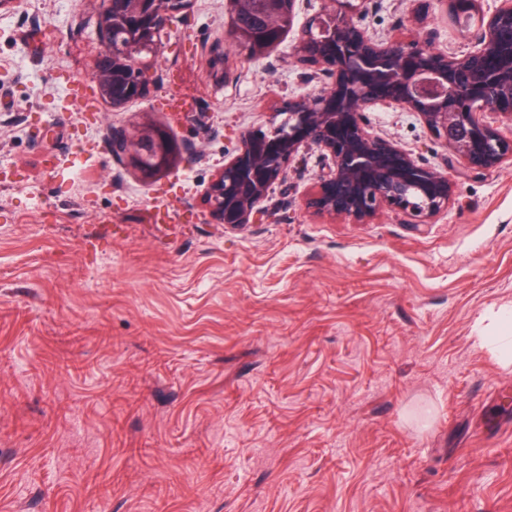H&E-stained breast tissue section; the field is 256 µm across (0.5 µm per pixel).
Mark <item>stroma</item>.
Returning a JSON list of instances; mask_svg holds the SVG:
<instances>
[{"mask_svg":"<svg viewBox=\"0 0 512 512\" xmlns=\"http://www.w3.org/2000/svg\"><path fill=\"white\" fill-rule=\"evenodd\" d=\"M298 25L259 58L226 0H190L148 94L70 105L104 45L95 0H20L0 32V512H512V363L475 342L512 308V161L453 180L416 226L309 208L330 161L302 148L242 229L205 203L243 135L326 75ZM377 43L454 57L480 25L449 0H367ZM184 112L167 109L171 97ZM173 166L143 179L112 140L143 118ZM372 135L444 169L419 116ZM191 215L156 224L155 207Z\"/></svg>","mask_w":512,"mask_h":512,"instance_id":"stroma-1","label":"stroma"}]
</instances>
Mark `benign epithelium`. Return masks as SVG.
<instances>
[{"label":"benign epithelium","instance_id":"7a95c632","mask_svg":"<svg viewBox=\"0 0 512 512\" xmlns=\"http://www.w3.org/2000/svg\"><path fill=\"white\" fill-rule=\"evenodd\" d=\"M103 37L128 18L164 25L173 0H96ZM365 0H323L301 29L297 63L336 68V82L288 105V129L271 139L246 134L239 153L212 179L205 201L212 216L243 227L299 149L314 144L334 166L321 177L311 205L319 213L371 219L396 208L427 224L448 206L451 175L487 171L512 159V139L495 124L512 121V0H501L483 22L474 50L448 58L418 40L375 43L354 22ZM136 95L154 81L151 64L136 69ZM378 104L418 114L454 159L447 171L425 167L388 141L373 137L365 113ZM114 149L143 176L170 147L148 120L114 140Z\"/></svg>","mask_w":512,"mask_h":512}]
</instances>
